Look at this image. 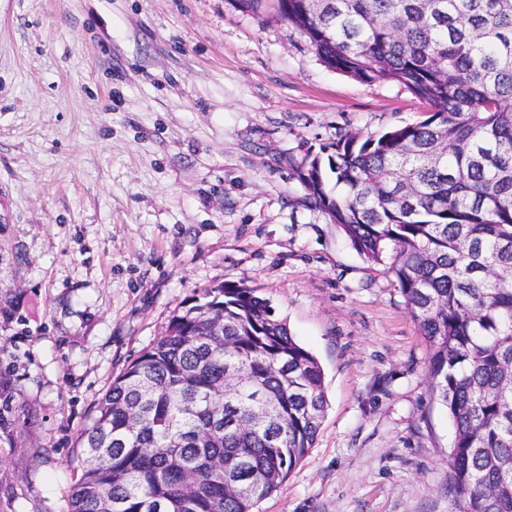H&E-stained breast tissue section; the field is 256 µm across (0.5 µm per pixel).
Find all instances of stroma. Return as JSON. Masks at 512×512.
I'll return each mask as SVG.
<instances>
[{
  "instance_id": "35a3bbf8",
  "label": "stroma",
  "mask_w": 512,
  "mask_h": 512,
  "mask_svg": "<svg viewBox=\"0 0 512 512\" xmlns=\"http://www.w3.org/2000/svg\"><path fill=\"white\" fill-rule=\"evenodd\" d=\"M236 0H0V512H66L93 403L170 318L260 288L324 373L313 448L256 512H451L453 429L386 264L297 166L423 120Z\"/></svg>"
}]
</instances>
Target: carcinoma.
<instances>
[{
	"instance_id": "obj_1",
	"label": "carcinoma",
	"mask_w": 512,
	"mask_h": 512,
	"mask_svg": "<svg viewBox=\"0 0 512 512\" xmlns=\"http://www.w3.org/2000/svg\"><path fill=\"white\" fill-rule=\"evenodd\" d=\"M326 67L429 110L298 165L308 201L388 270L454 427L452 512H512V0H237ZM323 370L269 299L207 289L98 398L68 512H254L313 447Z\"/></svg>"
}]
</instances>
